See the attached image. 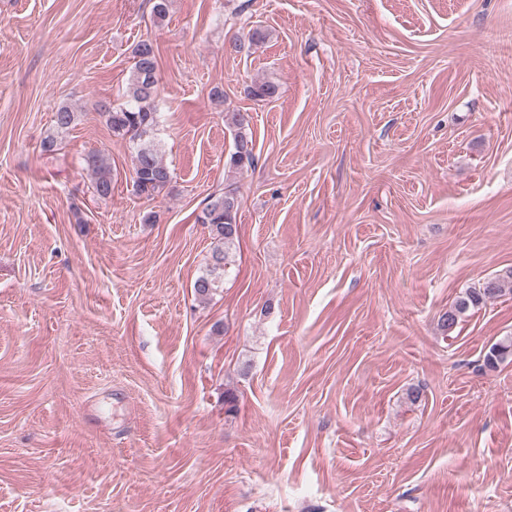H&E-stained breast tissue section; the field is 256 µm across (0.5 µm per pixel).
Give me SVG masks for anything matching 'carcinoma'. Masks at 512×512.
I'll list each match as a JSON object with an SVG mask.
<instances>
[{"instance_id":"carcinoma-1","label":"carcinoma","mask_w":512,"mask_h":512,"mask_svg":"<svg viewBox=\"0 0 512 512\" xmlns=\"http://www.w3.org/2000/svg\"><path fill=\"white\" fill-rule=\"evenodd\" d=\"M133 67L125 90V101L119 105L107 102L95 104V110L104 118L112 134L127 137L136 144L133 156V188L148 197L161 193L171 182L172 173L163 162L158 150L151 144V137L158 124L157 56L154 43L148 39L138 41L132 48ZM279 85L273 81L256 83L249 94L257 100H267L278 95ZM79 113L68 105L60 106L54 113V133L46 136L42 149L47 154L58 151V135L69 131L77 122ZM224 123L234 131L233 151L229 156V168L242 171L255 165L256 157L248 128L250 120L239 111L224 113ZM84 168L92 178L94 193L100 198L112 194V162L102 151L82 157ZM239 202L234 191L227 190L210 198L199 221L210 228L214 240L212 263L194 284L195 292L202 301L207 300L219 287L221 275L231 265V246L237 237V213ZM512 286V268L495 277L486 279L477 288L467 289L454 305L441 317V327L452 332L461 315L469 309L502 296L506 286ZM512 357V336L492 344L486 355L487 366Z\"/></svg>"}]
</instances>
